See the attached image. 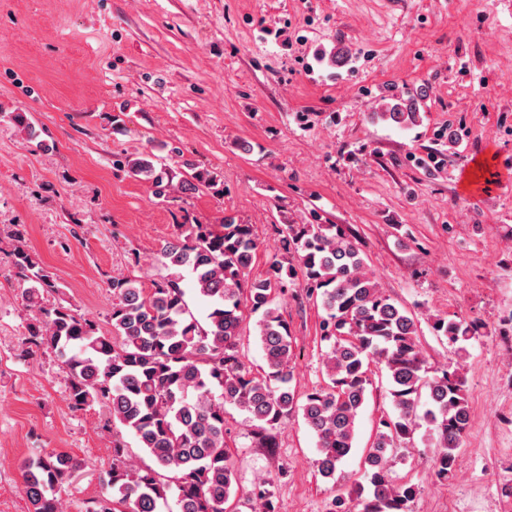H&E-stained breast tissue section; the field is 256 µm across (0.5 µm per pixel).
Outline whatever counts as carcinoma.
Instances as JSON below:
<instances>
[{"mask_svg":"<svg viewBox=\"0 0 512 512\" xmlns=\"http://www.w3.org/2000/svg\"><path fill=\"white\" fill-rule=\"evenodd\" d=\"M381 117L400 127L420 121L413 104L402 98ZM124 165L154 197L168 196L169 174L149 157L127 159ZM219 184L213 173L196 171L181 189L191 193L203 185L222 194ZM277 234L281 258L270 261L265 275L251 279L258 250L251 225L233 215L224 216L219 230L211 224L175 225L157 257L167 274L151 291L126 277L109 282L113 336L69 306L47 303L44 295L60 290L55 274L23 243L14 245L15 276L29 284L22 299L33 313L23 355L51 351L67 382L71 408L104 404L109 418L103 428L120 424L153 460L151 466L138 465L126 445L114 440L112 468L103 478L106 493L87 502L85 512H158L170 496L178 512H226L231 499L248 512H277L271 476L238 497V471L225 440V406L247 415L263 448L276 447L274 431L301 414L316 440L318 472L332 478L353 448L372 364L387 379L394 414L380 421L366 455L360 512H412L418 487L391 480L386 452L411 442L420 417L429 427L435 476L452 475L470 421L458 372L429 364L413 316L372 279L360 248L341 226L281 224ZM185 274L210 306L203 323L185 298ZM299 276L306 298L321 305V340L330 343L323 357L324 384L301 396L292 388L295 342L279 305ZM244 303L258 315L257 338L267 366L261 376L238 349ZM433 329L455 345L478 336L480 324L437 315ZM79 469L67 453L30 458L23 478L32 512H62L59 489Z\"/></svg>","mask_w":512,"mask_h":512,"instance_id":"obj_1","label":"carcinoma"}]
</instances>
